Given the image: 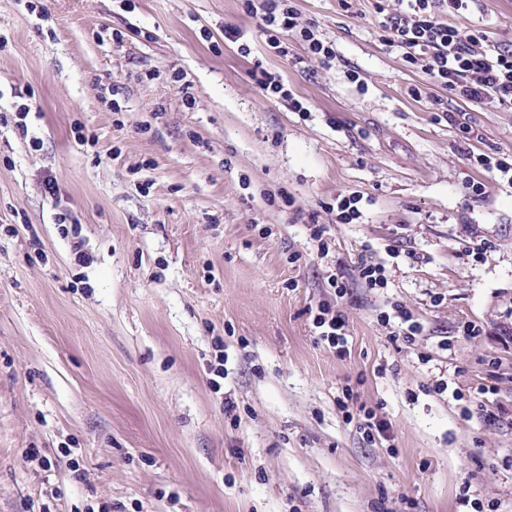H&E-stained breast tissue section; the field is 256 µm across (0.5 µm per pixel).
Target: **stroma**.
<instances>
[{
  "mask_svg": "<svg viewBox=\"0 0 512 512\" xmlns=\"http://www.w3.org/2000/svg\"><path fill=\"white\" fill-rule=\"evenodd\" d=\"M375 5L296 0L336 45L297 67L303 42L276 55L241 0H0V512H512V186L465 156L512 154V112L461 105L462 136ZM467 22L512 42V0ZM257 60L309 114L260 93ZM362 197L358 194L351 193L347 195H339L334 203H328L327 210L334 212L336 210V221L340 224H353L354 221L361 217L359 204ZM357 276L367 288H384L387 285L385 267L380 264L360 261L356 267ZM312 324L317 336L329 349H333L338 356L348 351V340L345 332V321L339 314L330 315L328 311L320 310L314 314Z\"/></svg>",
  "mask_w": 512,
  "mask_h": 512,
  "instance_id": "35a3bbf8",
  "label": "stroma"
}]
</instances>
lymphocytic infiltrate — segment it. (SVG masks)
I'll return each instance as SVG.
<instances>
[{
    "label": "lymphocytic infiltrate",
    "mask_w": 512,
    "mask_h": 512,
    "mask_svg": "<svg viewBox=\"0 0 512 512\" xmlns=\"http://www.w3.org/2000/svg\"><path fill=\"white\" fill-rule=\"evenodd\" d=\"M397 2L391 10L378 6L376 34L423 74V85L413 90L415 98L439 87L462 103H489L512 112V44L490 43L481 28L466 24L472 0ZM243 10L258 19L267 45L278 55L287 56L288 36L294 33L311 57L335 59L336 50L321 38L317 23L301 21L295 0H243ZM449 14L460 17V24L446 23Z\"/></svg>",
    "instance_id": "obj_1"
}]
</instances>
